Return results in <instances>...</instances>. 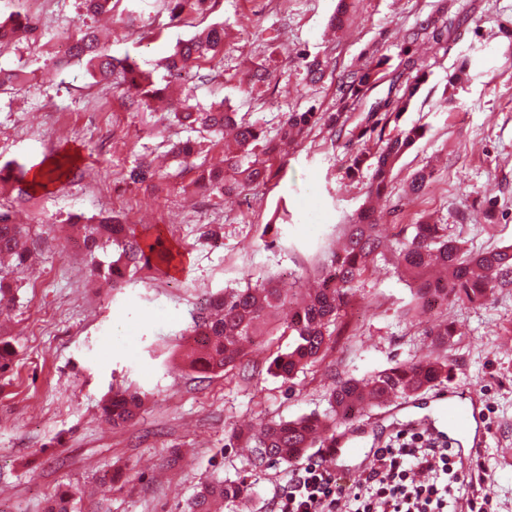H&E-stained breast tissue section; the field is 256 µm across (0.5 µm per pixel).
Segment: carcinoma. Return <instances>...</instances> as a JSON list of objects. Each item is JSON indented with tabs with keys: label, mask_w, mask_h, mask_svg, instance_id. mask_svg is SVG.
Listing matches in <instances>:
<instances>
[{
	"label": "carcinoma",
	"mask_w": 512,
	"mask_h": 512,
	"mask_svg": "<svg viewBox=\"0 0 512 512\" xmlns=\"http://www.w3.org/2000/svg\"><path fill=\"white\" fill-rule=\"evenodd\" d=\"M218 2L166 0V9L171 21L181 22L213 11ZM5 27L24 36L38 31L33 18L20 11L0 21V29ZM452 28L453 22L446 20L440 26L425 21L411 29L401 49L402 70L394 72L390 79L393 88L400 83L405 85L403 93H387L362 113L350 129L347 125L353 106L386 77L383 66L388 58L378 48L364 66L343 78L340 109L329 114L311 109L289 112L275 139L266 138L261 127L238 117L222 103L205 111L193 108L185 100L176 103L169 113L176 124L220 135L227 129L234 132L233 148L224 151V167L201 171L194 185L203 192L231 200L255 185L265 184L277 174V166L283 164L285 147L297 144L322 123L339 135L349 134L351 143L377 135L382 146L373 155L357 148L352 150L347 173L354 176L364 164H370L373 168L370 192L378 196L385 194L395 162L423 136L417 127L385 134L387 125L398 122L417 92L418 82H410V74L416 68L411 47L425 38L439 44L448 39ZM224 37V24L215 23L202 35L178 42L166 62L169 77L177 80L186 70H200L212 63L224 49ZM71 56L85 61L92 76L112 78V84L123 88L125 104L140 106L166 92V88L155 84L150 72L136 58L105 53L95 32L89 28L73 43ZM301 60L309 82L323 80L328 68L326 60L307 55L301 56ZM26 78L22 70L0 69V90H11ZM72 168L69 155L54 157L43 174L45 185L60 182ZM31 172L32 169L14 161L1 164L0 196L7 194L14 202L31 199L34 195L29 180ZM431 176L426 168L414 172L408 181L409 194L416 198L422 196ZM381 220L372 211L362 209L344 225V245L317 270L319 287L312 291L300 288L284 291L278 288L276 280L266 279L229 288L206 300L186 330L189 342L181 351L183 362L201 373L230 372L246 356V348L269 349L268 337L279 329L276 312L286 306L292 310L286 325L292 341L288 349L271 354L269 370L285 380L292 379L324 359L331 338L340 333L351 298L381 257H391L409 278L415 308H427L433 301H485L497 293L512 290V245L471 253L448 235V225L426 222L400 225L397 238L389 244L381 234ZM30 238V227L15 223L10 206L0 201V257H9L15 269L23 268L29 257ZM83 246L91 255L109 248L115 251L112 262L96 263L90 269L92 279L109 280L114 288L123 287L145 270L163 274L175 259L172 251L161 248L159 238H142L135 227L117 215L84 225ZM423 332L431 338V355L414 362L397 363L367 379L347 377L339 381L329 395L328 415L311 413L292 420L268 421L246 439L255 457L262 462L291 463L312 447L318 435L335 433L336 427L355 413L379 408L392 396L410 397L448 380L451 370L448 346L453 331L447 321L435 319ZM142 404L139 394L116 391L105 400L102 410L112 426L120 427L135 417ZM252 494L254 488L244 480L230 484L218 481L202 486L185 502L181 512H222L224 501Z\"/></svg>",
	"instance_id": "1"
}]
</instances>
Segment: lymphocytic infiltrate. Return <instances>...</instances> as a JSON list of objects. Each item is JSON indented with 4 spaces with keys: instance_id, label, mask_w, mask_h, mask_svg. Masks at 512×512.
<instances>
[{
    "instance_id": "obj_1",
    "label": "lymphocytic infiltrate",
    "mask_w": 512,
    "mask_h": 512,
    "mask_svg": "<svg viewBox=\"0 0 512 512\" xmlns=\"http://www.w3.org/2000/svg\"><path fill=\"white\" fill-rule=\"evenodd\" d=\"M457 480L447 449L406 431L396 445L378 449L361 478L360 493L347 494L332 472L312 462L296 470L274 512H455Z\"/></svg>"
}]
</instances>
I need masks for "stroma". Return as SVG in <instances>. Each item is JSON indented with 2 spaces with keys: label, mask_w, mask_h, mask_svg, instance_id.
Segmentation results:
<instances>
[{
  "label": "stroma",
  "mask_w": 512,
  "mask_h": 512,
  "mask_svg": "<svg viewBox=\"0 0 512 512\" xmlns=\"http://www.w3.org/2000/svg\"><path fill=\"white\" fill-rule=\"evenodd\" d=\"M442 4L460 25L445 44L412 48L421 79L400 124L424 127L425 134L394 167L381 232L393 236L396 225L423 216L447 225L465 247L510 245L512 0H354L337 32L330 26L337 0H220L213 13L177 26L163 0H119L104 16L88 13L82 0H54L40 39L17 37L0 47V68L30 73L18 89L0 93V163L32 167L57 153L76 157L74 176L12 208L17 223L31 228L34 259L16 273L18 288L0 316V335L16 351L12 367L0 372V512H45L48 499L67 488L75 493V512H94L100 503L109 512H180L201 485L242 478L252 483L254 497L225 503L223 512H271L293 465L262 466L245 449L226 447L227 437L255 431L267 419L325 413L339 379L363 378L430 352L421 329L403 317L411 301L405 279L381 260L347 308L349 331L291 382L268 373L261 351L249 352L227 374L184 368L176 353L196 307L229 285L272 276L290 288L295 280H312L348 216L375 206L372 172L348 178L345 140L318 127L289 149L267 185L229 202L202 194L194 172L181 170L169 151L189 131L168 124L162 110L131 114L111 83L96 81L82 64L60 61V35L97 29L108 54L137 57L163 84L177 41L224 23L228 37L216 80L193 73L184 86L195 105L224 102L271 138L283 113L336 111L339 74L360 68L373 47L399 64L406 31ZM143 25L161 29V36L140 40ZM303 53L327 58L332 76L310 84ZM256 66L267 67L271 80L253 91L242 79ZM462 69L470 81L457 92L452 84ZM102 94L115 106L101 114L112 136L99 150L81 126L90 101ZM143 158L158 160L161 170L132 183L129 174ZM424 166L432 171L428 192L406 195L411 173ZM103 174L112 177L108 199L87 190ZM490 197L497 200L492 217L485 213ZM115 212L138 230L161 235L179 252L177 267L165 275L142 272L116 290L91 280V261L106 256L92 259L75 248L78 233L70 223ZM212 229L217 238L209 237ZM439 313L456 331L454 377L402 406L347 421L357 432V455L327 460L315 446L305 457L323 460L348 493H357L353 470L368 452L470 395L480 421L451 448L460 476L456 510L468 512L472 467L479 462L495 512H512V292L489 302H452ZM117 390L139 392L144 400L123 428L101 417L104 400Z\"/></svg>",
  "instance_id": "obj_1"
}]
</instances>
